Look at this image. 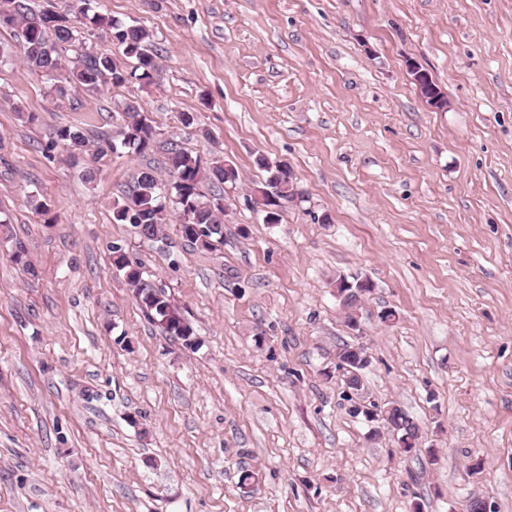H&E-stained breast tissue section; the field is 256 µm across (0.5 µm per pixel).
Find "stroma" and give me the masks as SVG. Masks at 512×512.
<instances>
[{"mask_svg":"<svg viewBox=\"0 0 512 512\" xmlns=\"http://www.w3.org/2000/svg\"><path fill=\"white\" fill-rule=\"evenodd\" d=\"M91 7L152 31L154 83L55 105L0 25V512H512V0ZM126 100L158 141L237 167L216 250L174 218L162 242L114 221L143 157L46 151L63 126L117 138ZM260 154L303 195L277 224L247 200ZM116 246L199 348L148 321ZM355 273L374 285L356 331L335 288ZM358 342L364 401L417 424L413 455L350 411L336 348Z\"/></svg>","mask_w":512,"mask_h":512,"instance_id":"obj_1","label":"stroma"}]
</instances>
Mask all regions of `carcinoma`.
Returning <instances> with one entry per match:
<instances>
[{"label": "carcinoma", "instance_id": "cac0c4a2", "mask_svg": "<svg viewBox=\"0 0 512 512\" xmlns=\"http://www.w3.org/2000/svg\"><path fill=\"white\" fill-rule=\"evenodd\" d=\"M79 8L78 22L86 31L102 30L117 50L118 54L104 55L84 52L67 65L62 60L61 47L73 43L81 35L79 27L59 15L48 5L34 10L28 0H0V15H6L4 23L21 29L23 62L29 69L38 71L54 80L50 94L57 101L67 98L68 88L80 86L96 90L110 84L124 85L135 76L147 82L160 71L159 56L153 42V35L146 27L135 24H122L98 12H91L89 0H83ZM136 60L135 70L129 73L121 59ZM129 121L122 133L121 144L138 155L146 154L153 147L157 136L156 128L149 119L140 113L134 103L124 107ZM77 149L87 147V137L81 129L68 126L55 130L49 149L56 147ZM255 164L266 171L265 183L259 186L262 201H253L254 207L261 205L271 209V223L279 222L281 212L288 205L302 200L295 186L290 169L271 163L259 155ZM170 177L168 182L159 178L158 172L146 167L139 170L133 186L125 192L121 200L115 202L113 218L119 224H129L140 236L161 241L165 238L164 226L168 223L166 203H171L178 213L182 238L201 250H212L224 239L222 231L224 214L223 196H207L201 186L208 181L213 184H234L238 180L236 167L221 156L203 165L201 157L194 156L177 144H170L167 162ZM113 265L123 274L133 295L148 318L168 336L183 341L191 349L199 347L195 330L184 315L174 306L165 290L158 287L140 264H132L121 249L113 250ZM387 425L396 434L399 452L407 455L418 446L417 425L398 406L388 411Z\"/></svg>", "mask_w": 512, "mask_h": 512}]
</instances>
